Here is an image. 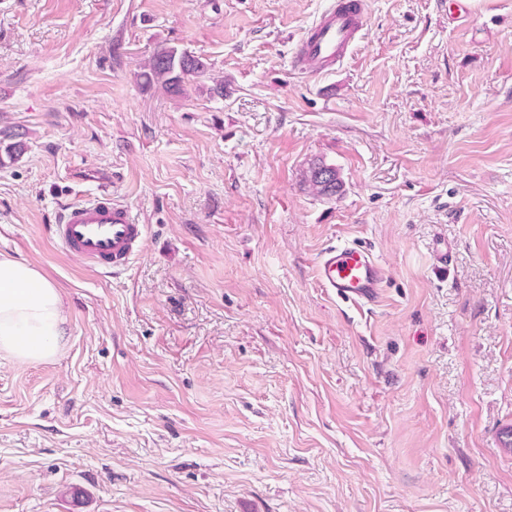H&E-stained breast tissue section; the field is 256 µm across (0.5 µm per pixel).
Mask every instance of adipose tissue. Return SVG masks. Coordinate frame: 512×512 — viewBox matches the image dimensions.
<instances>
[{
    "instance_id": "ef3b65f1",
    "label": "adipose tissue",
    "mask_w": 512,
    "mask_h": 512,
    "mask_svg": "<svg viewBox=\"0 0 512 512\" xmlns=\"http://www.w3.org/2000/svg\"><path fill=\"white\" fill-rule=\"evenodd\" d=\"M67 337L58 288L33 265L0 255V352L21 362H48Z\"/></svg>"
}]
</instances>
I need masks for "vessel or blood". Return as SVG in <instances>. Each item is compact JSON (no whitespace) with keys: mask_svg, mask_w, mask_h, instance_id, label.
Segmentation results:
<instances>
[{"mask_svg":"<svg viewBox=\"0 0 512 512\" xmlns=\"http://www.w3.org/2000/svg\"><path fill=\"white\" fill-rule=\"evenodd\" d=\"M367 22L362 0H337L300 40L293 69L312 75L344 62L356 50ZM49 232L66 255L98 271L114 273L143 251L147 227L136 222L128 207L114 204L105 190L67 204ZM316 275L327 291L359 306L376 301L385 279L383 267L356 246L325 251Z\"/></svg>","mask_w":512,"mask_h":512,"instance_id":"obj_1","label":"vessel or blood"}]
</instances>
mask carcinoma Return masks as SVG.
Masks as SVG:
<instances>
[{"label":"carcinoma","mask_w":512,"mask_h":512,"mask_svg":"<svg viewBox=\"0 0 512 512\" xmlns=\"http://www.w3.org/2000/svg\"><path fill=\"white\" fill-rule=\"evenodd\" d=\"M206 70L207 65L200 57L174 46H161L145 62L139 77L148 87L159 85L170 95L183 96L186 80L201 77ZM304 182L317 197L334 196L342 187L336 168L321 160L310 163L304 173Z\"/></svg>","instance_id":"1"}]
</instances>
